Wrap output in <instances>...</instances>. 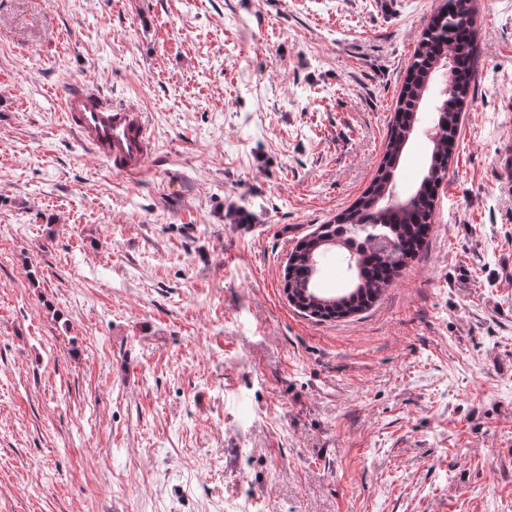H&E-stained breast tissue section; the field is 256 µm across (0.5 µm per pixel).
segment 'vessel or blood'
<instances>
[{"label":"vessel or blood","mask_w":512,"mask_h":512,"mask_svg":"<svg viewBox=\"0 0 512 512\" xmlns=\"http://www.w3.org/2000/svg\"><path fill=\"white\" fill-rule=\"evenodd\" d=\"M67 123L83 144L114 170L138 174L153 145L144 113L108 103L97 92L74 88L63 97Z\"/></svg>","instance_id":"obj_1"}]
</instances>
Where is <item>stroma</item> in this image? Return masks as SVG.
Masks as SVG:
<instances>
[{
	"mask_svg": "<svg viewBox=\"0 0 512 512\" xmlns=\"http://www.w3.org/2000/svg\"><path fill=\"white\" fill-rule=\"evenodd\" d=\"M445 3L0 0V512H512V0L426 247L346 319L284 290ZM76 86L145 113L142 172ZM63 108L69 128L114 170L131 176L143 169L153 139L138 107L112 105L93 90L74 88L63 96Z\"/></svg>",
	"mask_w": 512,
	"mask_h": 512,
	"instance_id": "obj_1",
	"label": "stroma"
}]
</instances>
